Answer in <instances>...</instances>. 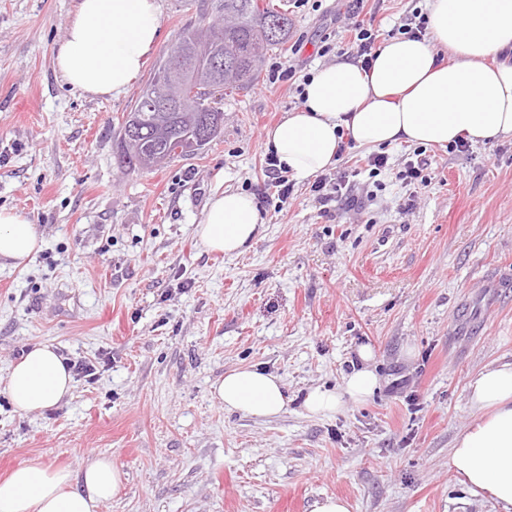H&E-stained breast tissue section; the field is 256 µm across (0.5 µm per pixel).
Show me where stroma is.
Instances as JSON below:
<instances>
[{"mask_svg":"<svg viewBox=\"0 0 512 512\" xmlns=\"http://www.w3.org/2000/svg\"><path fill=\"white\" fill-rule=\"evenodd\" d=\"M78 0H0V207L23 212L42 248L26 267L0 259V478L38 457L72 469L109 456L125 474L99 512H310L340 496L351 512H500L448 467L473 421L470 375L512 361V138L424 150L427 184L395 173L419 150L368 149L337 170L374 191L361 210L320 205L310 180L286 204L263 201L264 133L297 108L272 63L324 66L323 37L348 42L341 0L319 8L269 0L292 21L257 79L220 99L224 129L199 154L163 167L117 164L123 114L149 70L217 0H161V34L124 95L68 86L53 53ZM427 0H368L374 28ZM260 198L264 223L236 257L194 235L210 196ZM44 343L91 361L93 381L23 415L10 366ZM370 346L376 392L333 418L305 413L312 387L342 388ZM282 377L288 405L271 419L225 412L212 396L226 370Z\"/></svg>","mask_w":512,"mask_h":512,"instance_id":"stroma-1","label":"stroma"}]
</instances>
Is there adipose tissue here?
I'll return each mask as SVG.
<instances>
[{
	"label": "adipose tissue",
	"mask_w": 512,
	"mask_h": 512,
	"mask_svg": "<svg viewBox=\"0 0 512 512\" xmlns=\"http://www.w3.org/2000/svg\"><path fill=\"white\" fill-rule=\"evenodd\" d=\"M431 39L386 40L371 70L348 60L314 71L305 101L265 132L278 164L304 180L334 166L342 139L358 147L399 143L445 146L512 136V63L488 57L512 49V0H429ZM160 0H78L66 38L54 51L64 81L92 96L122 95L160 37ZM451 59L436 60L437 48ZM264 219L253 196L227 190L209 200L194 234L209 251L234 257L253 244ZM41 247L34 224L0 208V257L22 266ZM379 379L369 368L346 376L342 391L311 389L304 407L334 416L362 402ZM8 389L16 411L61 402L73 389L64 359L36 344L12 364ZM475 417L456 435L449 465L474 497L512 512V362L490 364L468 381ZM213 391L225 411L267 419L286 406L281 377L254 367L225 372ZM121 472L101 455L80 470L32 458L0 480V512H96L114 497Z\"/></svg>",
	"instance_id": "obj_1"
}]
</instances>
